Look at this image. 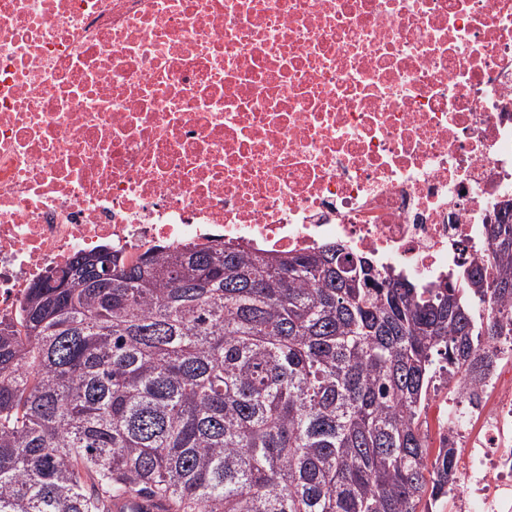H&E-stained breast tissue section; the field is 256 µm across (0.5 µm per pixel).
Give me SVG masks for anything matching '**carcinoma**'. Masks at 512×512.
<instances>
[{
	"label": "carcinoma",
	"mask_w": 512,
	"mask_h": 512,
	"mask_svg": "<svg viewBox=\"0 0 512 512\" xmlns=\"http://www.w3.org/2000/svg\"><path fill=\"white\" fill-rule=\"evenodd\" d=\"M424 288L340 244L78 254L0 324V512H429L435 382L512 336V201Z\"/></svg>",
	"instance_id": "carcinoma-1"
}]
</instances>
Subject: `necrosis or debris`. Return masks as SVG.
I'll use <instances>...</instances> for the list:
<instances>
[{"mask_svg":"<svg viewBox=\"0 0 512 512\" xmlns=\"http://www.w3.org/2000/svg\"><path fill=\"white\" fill-rule=\"evenodd\" d=\"M512 199V0H0V321L107 245L339 243L435 288ZM451 512H512V343L434 392Z\"/></svg>","mask_w":512,"mask_h":512,"instance_id":"necrosis-or-debris-1","label":"necrosis or debris"}]
</instances>
